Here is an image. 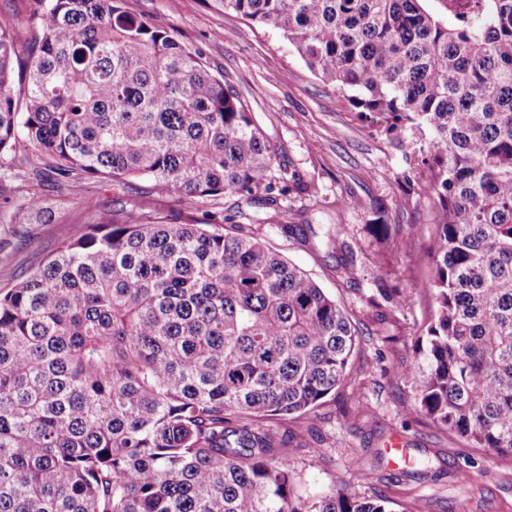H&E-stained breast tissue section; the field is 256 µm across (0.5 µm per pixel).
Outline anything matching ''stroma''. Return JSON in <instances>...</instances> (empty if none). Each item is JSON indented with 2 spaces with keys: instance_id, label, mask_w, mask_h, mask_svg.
I'll use <instances>...</instances> for the list:
<instances>
[{
  "instance_id": "stroma-1",
  "label": "stroma",
  "mask_w": 512,
  "mask_h": 512,
  "mask_svg": "<svg viewBox=\"0 0 512 512\" xmlns=\"http://www.w3.org/2000/svg\"><path fill=\"white\" fill-rule=\"evenodd\" d=\"M128 6L196 50L281 148V163L315 184V195L294 193L280 198L278 208L252 205L247 212L261 239L311 274L369 331L343 384L302 419L279 426L303 433L308 443L288 457L300 488L312 495L348 485L362 496L387 498L391 512H512V458L439 431L415 412L413 387L396 375L413 362L433 310L417 288L429 271L434 212L422 188L427 171L419 132L389 138L316 77L279 31L225 13L218 0H128ZM25 153L17 147L0 169L10 185L0 196L1 292L48 259L74 225L110 219L113 208L139 200L146 187L142 180L114 183L79 171L63 180L37 176ZM32 197L48 204L49 223H23L22 208ZM348 197L367 205L347 206ZM307 223L313 233L303 245L280 231ZM332 224L342 227L343 247L336 251L324 238ZM375 224L390 225V236H373ZM340 257L352 263V280L337 278ZM381 284L411 292L410 306L401 312L373 306ZM395 438L407 458L425 460L422 476H405L392 464L387 445ZM365 470L371 481L362 480Z\"/></svg>"
}]
</instances>
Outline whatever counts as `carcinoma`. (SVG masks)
<instances>
[{"mask_svg":"<svg viewBox=\"0 0 512 512\" xmlns=\"http://www.w3.org/2000/svg\"><path fill=\"white\" fill-rule=\"evenodd\" d=\"M37 2L24 66L0 23V156L23 138L35 171L149 187L0 294V512H390L346 486L301 495L273 426L320 406L357 346L242 208L315 184L127 0ZM220 2L392 139L427 134L434 311L403 378L441 430L512 456V0H446L451 26L426 0ZM218 196L236 198L228 228L155 206Z\"/></svg>","mask_w":512,"mask_h":512,"instance_id":"carcinoma-1","label":"carcinoma"}]
</instances>
